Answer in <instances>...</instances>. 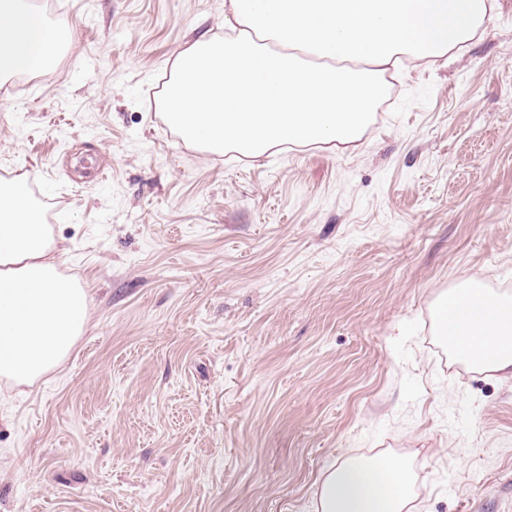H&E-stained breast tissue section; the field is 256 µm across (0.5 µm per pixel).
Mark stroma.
Segmentation results:
<instances>
[{
	"instance_id": "stroma-1",
	"label": "stroma",
	"mask_w": 512,
	"mask_h": 512,
	"mask_svg": "<svg viewBox=\"0 0 512 512\" xmlns=\"http://www.w3.org/2000/svg\"><path fill=\"white\" fill-rule=\"evenodd\" d=\"M56 58L0 85L89 327L0 382V512H313L347 456L415 459L420 512H512V378L435 335L462 283L512 295V0L392 79L360 140L257 160L183 144L161 78L224 0H45Z\"/></svg>"
}]
</instances>
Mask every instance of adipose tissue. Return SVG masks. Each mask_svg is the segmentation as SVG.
I'll use <instances>...</instances> for the list:
<instances>
[{
	"mask_svg": "<svg viewBox=\"0 0 512 512\" xmlns=\"http://www.w3.org/2000/svg\"><path fill=\"white\" fill-rule=\"evenodd\" d=\"M496 0H224V34L174 58L167 124L189 146L258 159L274 148L357 141L388 80L482 36ZM59 45L25 0H0V79L48 65ZM57 242L22 180L0 182V378L44 380L88 328L89 290L60 272ZM438 336L472 369L512 377V296L449 289ZM414 475L391 456L323 475L315 512H408Z\"/></svg>",
	"mask_w": 512,
	"mask_h": 512,
	"instance_id": "obj_1",
	"label": "adipose tissue"
}]
</instances>
